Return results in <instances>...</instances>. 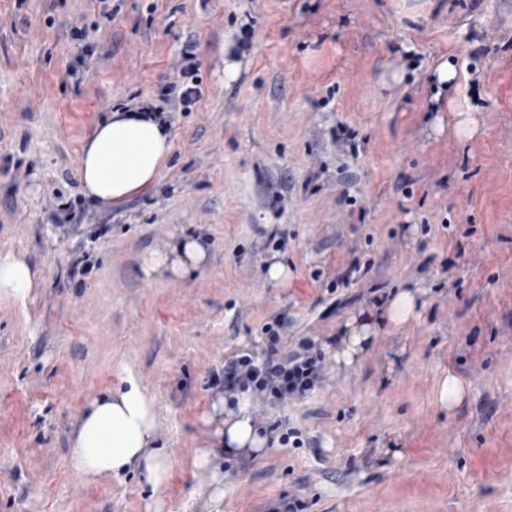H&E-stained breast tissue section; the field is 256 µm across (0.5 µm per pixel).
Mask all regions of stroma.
<instances>
[{
    "instance_id": "obj_1",
    "label": "stroma",
    "mask_w": 512,
    "mask_h": 512,
    "mask_svg": "<svg viewBox=\"0 0 512 512\" xmlns=\"http://www.w3.org/2000/svg\"><path fill=\"white\" fill-rule=\"evenodd\" d=\"M252 47L237 52L243 35ZM192 45L202 96L168 114L158 183L97 207L78 176L96 124L162 109ZM452 53L455 88L431 66ZM239 65L236 79L224 64ZM403 77L385 83L391 65ZM470 109L469 138L437 129ZM197 239L206 267L146 274ZM36 274L0 297V512H512V0H0V255ZM288 269L273 287L271 261ZM415 291L337 364L346 322ZM312 339L322 382L257 401L268 443L225 456L224 498L196 456L221 426L214 375L241 350ZM130 366L156 396L174 477L84 484L75 420ZM468 387L435 399L447 373ZM281 430H274V423ZM299 430L294 447L282 429ZM417 297L410 290H403L389 302L385 316L395 327L401 326L417 316ZM435 393L437 401L448 410H452L464 401L467 386L459 376L450 372L439 381Z\"/></svg>"
}]
</instances>
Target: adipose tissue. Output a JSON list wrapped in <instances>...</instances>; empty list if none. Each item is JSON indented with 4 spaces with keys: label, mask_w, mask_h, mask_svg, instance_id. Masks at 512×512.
I'll list each match as a JSON object with an SVG mask.
<instances>
[{
    "label": "adipose tissue",
    "mask_w": 512,
    "mask_h": 512,
    "mask_svg": "<svg viewBox=\"0 0 512 512\" xmlns=\"http://www.w3.org/2000/svg\"><path fill=\"white\" fill-rule=\"evenodd\" d=\"M171 149L165 124L133 110L113 111L97 124L82 148L78 174L85 194L103 207L124 203L156 184ZM206 259L205 246L187 240L151 254L145 266L151 272L168 269L182 276ZM33 280V270L23 257L0 256V296H27ZM375 330L367 320L347 322L336 345L337 363L352 366ZM235 398L232 404L223 397L213 403V410L224 415V428L218 433L222 448L200 453L196 466L213 467L223 451L234 455L247 448H265L250 394L239 392ZM155 419L154 396L131 371H124L118 387L90 398L76 420L68 448L72 470L87 484L134 470L152 491L165 490L173 479V465L168 448L157 440Z\"/></svg>",
    "instance_id": "ef3b65f1"
}]
</instances>
